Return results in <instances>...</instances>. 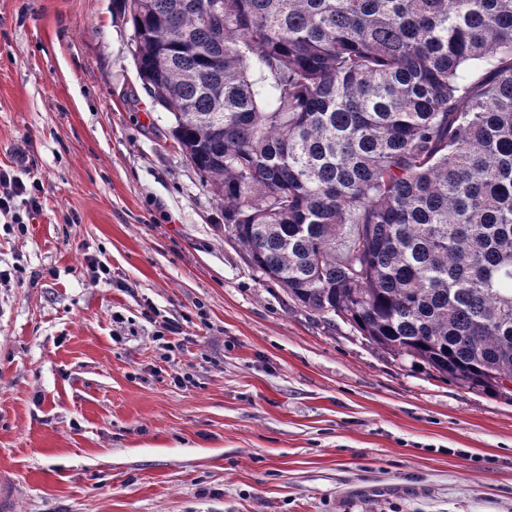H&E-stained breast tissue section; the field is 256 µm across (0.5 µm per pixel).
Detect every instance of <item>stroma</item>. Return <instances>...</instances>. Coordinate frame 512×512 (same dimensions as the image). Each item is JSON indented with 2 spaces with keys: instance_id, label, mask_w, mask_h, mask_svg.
Masks as SVG:
<instances>
[{
  "instance_id": "1",
  "label": "stroma",
  "mask_w": 512,
  "mask_h": 512,
  "mask_svg": "<svg viewBox=\"0 0 512 512\" xmlns=\"http://www.w3.org/2000/svg\"><path fill=\"white\" fill-rule=\"evenodd\" d=\"M131 35L117 0H0V171L43 184L0 215L14 512H512V402L262 280Z\"/></svg>"
}]
</instances>
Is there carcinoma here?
Returning <instances> with one entry per match:
<instances>
[{
  "label": "carcinoma",
  "instance_id": "cac0c4a2",
  "mask_svg": "<svg viewBox=\"0 0 512 512\" xmlns=\"http://www.w3.org/2000/svg\"><path fill=\"white\" fill-rule=\"evenodd\" d=\"M210 3L121 9L251 267L512 400V0Z\"/></svg>",
  "mask_w": 512,
  "mask_h": 512
}]
</instances>
